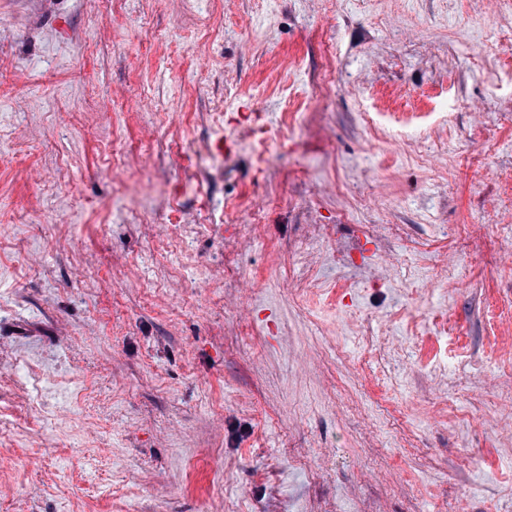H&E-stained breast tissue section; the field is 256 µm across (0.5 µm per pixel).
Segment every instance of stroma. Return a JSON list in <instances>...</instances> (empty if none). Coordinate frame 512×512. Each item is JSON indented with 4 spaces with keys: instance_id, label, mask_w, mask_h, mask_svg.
I'll list each match as a JSON object with an SVG mask.
<instances>
[{
    "instance_id": "obj_1",
    "label": "stroma",
    "mask_w": 512,
    "mask_h": 512,
    "mask_svg": "<svg viewBox=\"0 0 512 512\" xmlns=\"http://www.w3.org/2000/svg\"><path fill=\"white\" fill-rule=\"evenodd\" d=\"M452 507L512 512V0H0V512Z\"/></svg>"
}]
</instances>
